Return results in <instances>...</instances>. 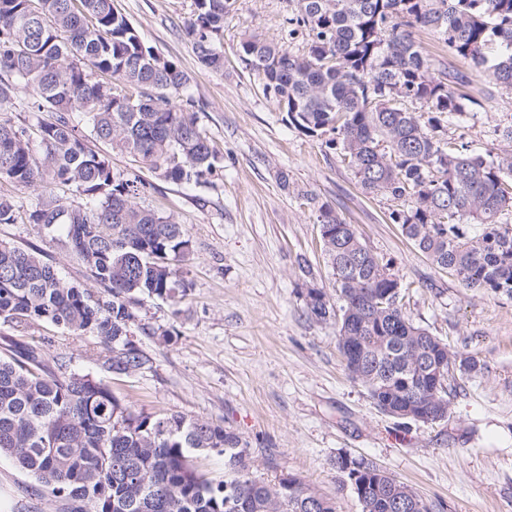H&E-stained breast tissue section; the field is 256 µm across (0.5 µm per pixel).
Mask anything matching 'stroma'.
<instances>
[{
	"instance_id": "35a3bbf8",
	"label": "stroma",
	"mask_w": 512,
	"mask_h": 512,
	"mask_svg": "<svg viewBox=\"0 0 512 512\" xmlns=\"http://www.w3.org/2000/svg\"><path fill=\"white\" fill-rule=\"evenodd\" d=\"M142 39L190 78L199 125L221 159L208 183L177 185L109 143L90 140L113 170L146 185L140 205L173 216L192 241L184 299L142 297L131 332L153 359L150 370L107 374L89 335L35 322L0 328V355L43 342L48 360L107 379L137 411L179 413L233 429L246 443L254 475H284L361 512L336 468L346 455L410 485L434 512H512V297L464 287L432 263L389 215L400 201L365 194L324 138L290 126L239 45L258 34L291 53L308 36L290 33L296 0H232L216 42L224 70L197 61L184 32L194 0H114ZM482 77L468 93L471 116L449 126L477 151L506 149L497 127L512 124V90L485 98ZM331 207L405 286V311L479 370L457 376L444 419L415 422L380 411L348 375L335 322L307 312L310 289L335 296L317 209ZM0 240L42 251L69 280L97 291L65 246L32 224H0ZM173 336L164 343L163 332ZM0 512H68L63 499L35 492L32 477L0 457Z\"/></svg>"
}]
</instances>
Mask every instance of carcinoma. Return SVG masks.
I'll list each match as a JSON object with an SVG mask.
<instances>
[{"label":"carcinoma","mask_w":512,"mask_h":512,"mask_svg":"<svg viewBox=\"0 0 512 512\" xmlns=\"http://www.w3.org/2000/svg\"><path fill=\"white\" fill-rule=\"evenodd\" d=\"M184 30L207 69L224 70L213 38L228 0H194ZM307 32L302 55L251 35L240 60L262 76L288 122L347 161L369 195L403 202L390 220L435 265L467 288L512 296V151L477 153L445 134L477 101L467 77L424 53L414 34L438 33L471 70L486 97L512 89V0H297L288 19ZM26 128L0 123V180L58 185L69 196L28 206L0 197V224L24 217L58 233L100 286L67 280L33 248L0 242V324L32 321L96 338L108 370L152 368L128 338L137 297L186 295L179 268L191 252L185 225L137 202L138 181L113 171L87 138L137 157L174 184L200 185L220 167L199 125L189 78L147 45L113 0H0V112L18 90ZM422 104L421 112L401 107ZM386 146H380V142ZM323 249L336 283L308 291L312 319L338 323L337 344L351 378L380 410L411 405L447 411L437 376L478 370L417 326L388 296L394 276L355 228L318 208ZM224 455V480L202 473L196 452ZM37 482L40 495L64 496L69 512H335L299 479L267 484L253 476L247 445L222 425L180 414L137 412L104 380L51 367L42 347L0 357V456ZM362 512H432L406 483L363 459H336Z\"/></svg>","instance_id":"1"}]
</instances>
